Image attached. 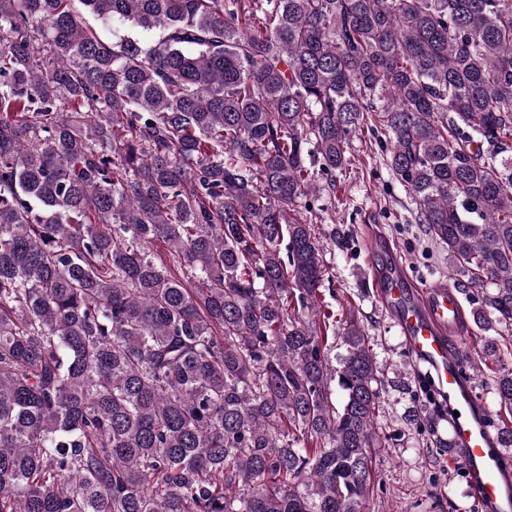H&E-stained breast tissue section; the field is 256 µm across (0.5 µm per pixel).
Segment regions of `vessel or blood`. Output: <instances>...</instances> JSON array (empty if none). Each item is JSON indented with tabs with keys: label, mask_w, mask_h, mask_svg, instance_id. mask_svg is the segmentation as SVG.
Returning a JSON list of instances; mask_svg holds the SVG:
<instances>
[{
	"label": "vessel or blood",
	"mask_w": 512,
	"mask_h": 512,
	"mask_svg": "<svg viewBox=\"0 0 512 512\" xmlns=\"http://www.w3.org/2000/svg\"><path fill=\"white\" fill-rule=\"evenodd\" d=\"M382 299L413 354L430 369L437 400L449 413V442L459 452L481 512H512V470L498 461L489 411L477 397L465 361L448 349L447 332L463 317L458 295L446 288L411 295L401 276L391 272L383 281Z\"/></svg>",
	"instance_id": "b4317fda"
}]
</instances>
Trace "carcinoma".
I'll return each mask as SVG.
<instances>
[{
    "mask_svg": "<svg viewBox=\"0 0 512 512\" xmlns=\"http://www.w3.org/2000/svg\"><path fill=\"white\" fill-rule=\"evenodd\" d=\"M79 2L0 0V512H369L383 373L305 200L370 129L498 360L512 0Z\"/></svg>",
    "mask_w": 512,
    "mask_h": 512,
    "instance_id": "1",
    "label": "carcinoma"
}]
</instances>
